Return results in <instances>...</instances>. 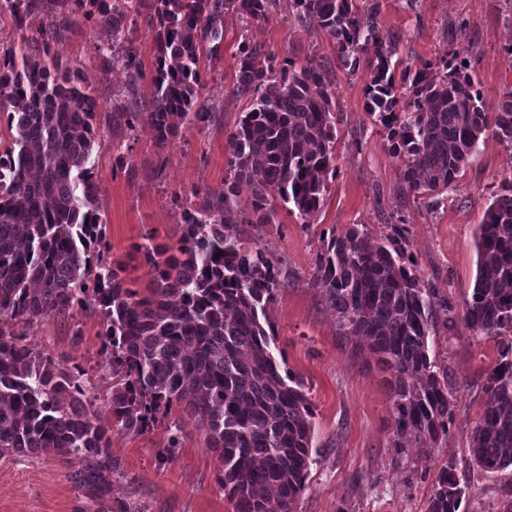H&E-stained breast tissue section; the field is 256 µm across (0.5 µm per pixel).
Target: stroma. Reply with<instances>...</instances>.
I'll return each mask as SVG.
<instances>
[{"instance_id": "35a3bbf8", "label": "stroma", "mask_w": 512, "mask_h": 512, "mask_svg": "<svg viewBox=\"0 0 512 512\" xmlns=\"http://www.w3.org/2000/svg\"><path fill=\"white\" fill-rule=\"evenodd\" d=\"M378 23L384 40L396 45L398 61L412 68L427 65L438 73L453 55L464 56L488 114L512 91V0H379ZM101 36L82 21L53 43L52 52L67 66L82 65L84 83L99 103L90 164L108 256L123 262L125 282L138 291L150 274L132 244L148 234L175 242L181 211L193 193L224 186L229 138L252 103L233 91L240 45H263L277 66L312 63L326 75L336 101V170L318 213L303 224L282 209L277 223L236 227L242 240L266 247L288 275L269 310L277 334L275 357L281 371L304 381L315 411L314 461L297 512H425L445 462L467 457L484 384L499 359L497 341L471 337L462 308L476 276L474 230L494 193L512 182V152L487 136L456 184L439 194L438 205L428 206L405 186L386 129L366 109L371 71L345 68L327 33L299 22L285 2L250 25L225 14L224 40L203 77L218 120L205 128L186 126L161 149L148 124L130 132L109 123V112L127 102V77L121 69L88 64ZM352 224L368 225L378 236L388 234L391 225H404L418 274L436 289L429 354L447 367L457 410L434 452L412 440L394 447L385 374L337 335L336 317L312 280L322 236ZM100 330L98 313L88 308L38 320L27 339L42 356L97 379L104 391L109 381L101 376ZM166 428L162 422L141 434L113 431L110 451L118 464L113 499L133 501L142 512H232L217 482V453L189 423L181 448L165 457ZM79 469L78 460L54 453L0 458V512H81L84 499L73 480ZM511 486L508 470L494 480L475 475L465 512H500Z\"/></svg>"}]
</instances>
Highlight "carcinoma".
Returning a JSON list of instances; mask_svg holds the SVG:
<instances>
[{"label":"carcinoma","mask_w":512,"mask_h":512,"mask_svg":"<svg viewBox=\"0 0 512 512\" xmlns=\"http://www.w3.org/2000/svg\"><path fill=\"white\" fill-rule=\"evenodd\" d=\"M10 3L22 47L0 44V102L7 104L10 142L0 151V456L55 452L82 461L76 483L88 512H140L112 507V429L140 434L175 404L219 454L220 485L233 512H296L313 463L315 413L302 379L280 372L268 310L287 277L269 253L227 232L231 224L278 223L277 205L301 223L316 213L336 170L337 128L331 87L312 62L278 68L260 45L240 49L236 93L251 109L231 135L224 188L183 210L173 244L147 236L135 244L150 268L147 293L126 286L109 251L93 172L97 100L76 68L51 57V43L82 14L109 30L96 45L108 67L127 73L138 93L143 65L130 35L146 20L155 43L153 91L142 109L113 112L135 130L147 117L165 148L187 124L205 126L216 113L198 104L204 61L224 38V13L259 22L280 0H0ZM295 18L317 24L336 43L342 65L374 72L366 107L389 129L403 181L438 203L491 132L512 150V91L489 116L464 59L445 73L404 67L395 76V47L383 41L376 0H289ZM46 23L29 34L26 22ZM410 101L396 111V88ZM251 188L250 207L238 200ZM477 274L463 322L475 338L512 335V183L507 182L477 225ZM97 253L91 260L90 252ZM313 279L336 313L338 335L358 336L390 374L396 430L431 452L448 435L454 396L448 369L430 358L436 290L417 274L398 225L377 238L352 224L323 240ZM93 306L102 318L109 419H92L96 386L44 357L16 327ZM171 423L163 454L181 445ZM512 469V342L487 375L484 403L465 468L442 467L427 512H460L476 472Z\"/></svg>","instance_id":"1"}]
</instances>
